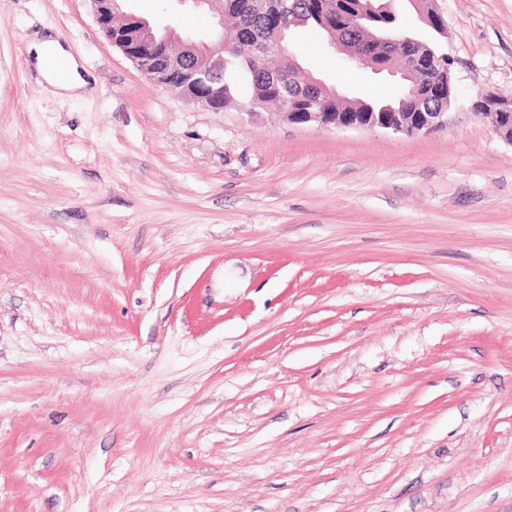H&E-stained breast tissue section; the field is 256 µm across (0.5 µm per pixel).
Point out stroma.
I'll use <instances>...</instances> for the list:
<instances>
[{"label": "stroma", "mask_w": 512, "mask_h": 512, "mask_svg": "<svg viewBox=\"0 0 512 512\" xmlns=\"http://www.w3.org/2000/svg\"><path fill=\"white\" fill-rule=\"evenodd\" d=\"M431 6L453 119L406 136L208 111L89 0H0V512H512V145L471 113L512 0ZM33 66L46 83V88L53 95L77 97L88 85L82 75L83 68L78 61L72 57L64 46L54 38L33 40L27 48ZM48 53H54L67 58L70 66V74L66 79H59L52 71L45 66V57Z\"/></svg>", "instance_id": "obj_1"}]
</instances>
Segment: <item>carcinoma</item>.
Masks as SVG:
<instances>
[{
    "label": "carcinoma",
    "mask_w": 512,
    "mask_h": 512,
    "mask_svg": "<svg viewBox=\"0 0 512 512\" xmlns=\"http://www.w3.org/2000/svg\"><path fill=\"white\" fill-rule=\"evenodd\" d=\"M395 0H264L254 6L251 0H223L224 18L230 27L224 30V64L208 83L224 94V106H239L249 112L273 104L283 112L304 111L303 99L317 100L325 112H413L448 107L445 92L428 95L420 88L409 93L412 82H402L401 94L390 100L365 97L353 103L336 99L332 91H319L293 78V66L280 49L288 47L292 33L305 27L323 31L327 46H332L326 26L342 40L354 45L367 32L397 41L401 19Z\"/></svg>",
    "instance_id": "1"
}]
</instances>
